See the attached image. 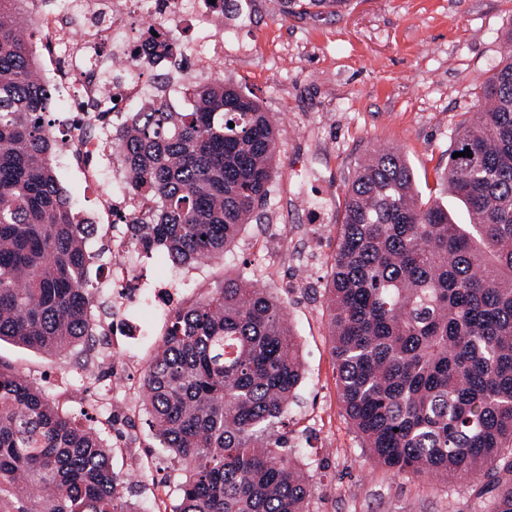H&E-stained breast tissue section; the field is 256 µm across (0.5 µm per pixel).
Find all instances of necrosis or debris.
I'll use <instances>...</instances> for the list:
<instances>
[{
	"instance_id": "necrosis-or-debris-1",
	"label": "necrosis or debris",
	"mask_w": 512,
	"mask_h": 512,
	"mask_svg": "<svg viewBox=\"0 0 512 512\" xmlns=\"http://www.w3.org/2000/svg\"><path fill=\"white\" fill-rule=\"evenodd\" d=\"M208 11L221 13L222 6L217 0L207 10L199 0H122L118 5L113 0H58L50 11L38 17L55 60L56 81L67 90L61 100L71 113L64 133L65 154L83 165L90 183L112 186L100 197L101 207L112 215L111 229L100 238L103 251L127 257L135 251L127 231L133 213L124 164L117 156L108 164L92 167L85 163L86 155L102 149L111 125L124 124L131 107L146 97L136 64L144 42L132 38L127 21L135 13L148 15L166 31L170 43L183 45L187 66L180 81L186 84L199 69L224 59V42L211 31H199L191 40L183 36L184 21L203 17ZM104 44L110 47L115 62L108 74L103 73L98 57V49ZM139 300L165 309L177 305L170 289L142 287L132 266L120 268L112 279L115 326H125L126 311Z\"/></svg>"
}]
</instances>
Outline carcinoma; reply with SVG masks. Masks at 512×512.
<instances>
[{
	"label": "carcinoma",
	"instance_id": "cac0c4a2",
	"mask_svg": "<svg viewBox=\"0 0 512 512\" xmlns=\"http://www.w3.org/2000/svg\"><path fill=\"white\" fill-rule=\"evenodd\" d=\"M28 2L0 0V340L58 354L96 331L95 227L76 223L54 174L52 88L19 23ZM186 96L177 110L154 95L116 133L145 202L135 242L178 266L223 255L265 205L277 139L233 84L203 80ZM481 101L445 172L472 223L437 201L419 207L406 156L373 151L346 184L326 292L340 398L373 462L490 478L492 512H512V53ZM301 378L267 289L227 279L171 313L142 384L155 435L184 471L173 512H309L285 417ZM123 484L95 430L0 363V512H125Z\"/></svg>",
	"mask_w": 512,
	"mask_h": 512
}]
</instances>
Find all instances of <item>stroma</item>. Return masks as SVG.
I'll list each match as a JSON object with an SVG mask.
<instances>
[{"mask_svg":"<svg viewBox=\"0 0 512 512\" xmlns=\"http://www.w3.org/2000/svg\"><path fill=\"white\" fill-rule=\"evenodd\" d=\"M240 27L224 38L225 82L251 93L278 129L267 203L224 256L186 268L161 252L134 264L145 282L164 283L187 306L225 280L244 278L284 302L297 339L303 377L288 403V439L312 476L310 512H473L474 482L450 487L428 476L376 466L345 414L331 353L326 286L336 250L345 184L373 150L405 154L422 202L448 205L456 223L471 221L441 184L448 150L461 123L481 104V89L507 53L512 0H237ZM54 170L74 213L100 212V190L63 152ZM318 245V263L295 257L293 245ZM96 311L103 315L88 354L49 355L10 340L0 362L60 405L86 412L87 425L112 442V464L125 479L124 502L136 512H171L180 464L154 437L141 377L103 368V359L134 357L147 367L168 318L140 304L130 309L138 335L114 333L105 312L112 266L86 242ZM100 374L112 385L111 409L94 411L80 391L59 396L57 377Z\"/></svg>","mask_w":512,"mask_h":512,"instance_id":"1","label":"stroma"}]
</instances>
